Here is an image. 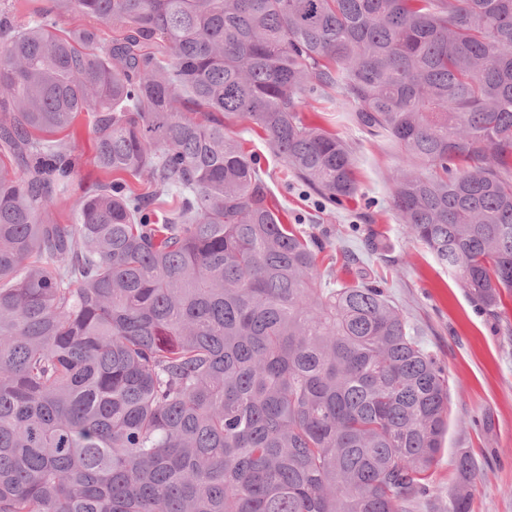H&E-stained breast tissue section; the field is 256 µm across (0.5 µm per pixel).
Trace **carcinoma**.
<instances>
[{
  "label": "carcinoma",
  "mask_w": 512,
  "mask_h": 512,
  "mask_svg": "<svg viewBox=\"0 0 512 512\" xmlns=\"http://www.w3.org/2000/svg\"><path fill=\"white\" fill-rule=\"evenodd\" d=\"M69 14L93 26L57 34ZM334 90L403 159L411 237L512 293V0H46L0 10V512H408L448 376L384 289L322 286L225 120L336 206ZM103 174L61 224L80 120ZM150 178L138 191L126 176ZM457 470L478 472L466 451Z\"/></svg>",
  "instance_id": "1"
}]
</instances>
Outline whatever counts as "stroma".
<instances>
[{
    "mask_svg": "<svg viewBox=\"0 0 512 512\" xmlns=\"http://www.w3.org/2000/svg\"><path fill=\"white\" fill-rule=\"evenodd\" d=\"M302 116L353 148L359 192L340 206L321 207L302 182L285 174L259 127L233 119L228 131L256 158L282 223L322 244L324 286L359 278L380 282L403 312L410 335L448 374V431L431 487L409 512H450L463 489L472 512H512V295L491 310L478 305L459 276L411 238L391 204L392 175L400 165L396 150L358 130L338 96L303 105ZM77 145L80 162L67 195L51 208V218L60 223L71 221L73 205L100 176L88 129H81ZM463 450L479 471L467 487L456 470Z\"/></svg>",
    "mask_w": 512,
    "mask_h": 512,
    "instance_id": "35a3bbf8",
    "label": "stroma"
}]
</instances>
